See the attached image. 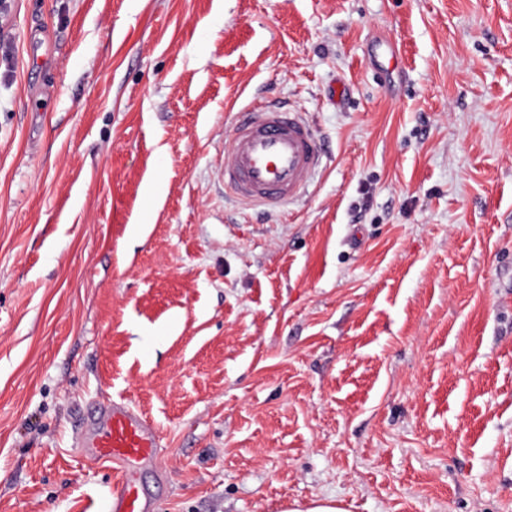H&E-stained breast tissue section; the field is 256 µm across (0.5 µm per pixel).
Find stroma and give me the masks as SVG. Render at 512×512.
Returning <instances> with one entry per match:
<instances>
[{"label":"stroma","instance_id":"35a3bbf8","mask_svg":"<svg viewBox=\"0 0 512 512\" xmlns=\"http://www.w3.org/2000/svg\"><path fill=\"white\" fill-rule=\"evenodd\" d=\"M0 42V512H108L109 400L148 512H512V0H0ZM262 100L327 154L267 213L223 177ZM157 438L153 423L126 402H104L84 422L77 445L90 448L94 459L116 474L110 512H147L135 473L137 465L156 456ZM284 512H346V510L332 498H315L307 505H301L297 501L288 504Z\"/></svg>","mask_w":512,"mask_h":512}]
</instances>
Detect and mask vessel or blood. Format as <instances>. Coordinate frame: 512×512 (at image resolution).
Listing matches in <instances>:
<instances>
[{"instance_id": "b4317fda", "label": "vessel or blood", "mask_w": 512, "mask_h": 512, "mask_svg": "<svg viewBox=\"0 0 512 512\" xmlns=\"http://www.w3.org/2000/svg\"><path fill=\"white\" fill-rule=\"evenodd\" d=\"M321 143L303 112L270 104L241 112L224 155V188L238 200L274 208L293 198L323 165ZM153 423L126 402H105L77 437L97 462L113 470L112 512H146L136 467L159 445Z\"/></svg>"}]
</instances>
